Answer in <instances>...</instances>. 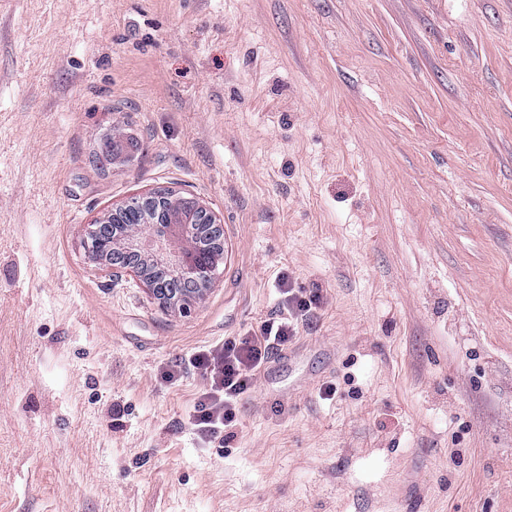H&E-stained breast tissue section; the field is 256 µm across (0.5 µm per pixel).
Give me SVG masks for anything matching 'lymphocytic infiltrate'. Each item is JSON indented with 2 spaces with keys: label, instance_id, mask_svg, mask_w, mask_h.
<instances>
[{
  "label": "lymphocytic infiltrate",
  "instance_id": "lymphocytic-infiltrate-1",
  "mask_svg": "<svg viewBox=\"0 0 512 512\" xmlns=\"http://www.w3.org/2000/svg\"><path fill=\"white\" fill-rule=\"evenodd\" d=\"M284 295L285 316L263 321L257 332L227 339L193 357L192 365L205 382L191 417L201 438L213 441L236 427L238 403L254 389L272 350L295 340L301 322L321 303L320 295L292 288Z\"/></svg>",
  "mask_w": 512,
  "mask_h": 512
}]
</instances>
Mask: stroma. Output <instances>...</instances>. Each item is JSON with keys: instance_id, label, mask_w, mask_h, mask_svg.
Returning a JSON list of instances; mask_svg holds the SVG:
<instances>
[{"instance_id": "1", "label": "stroma", "mask_w": 512, "mask_h": 512, "mask_svg": "<svg viewBox=\"0 0 512 512\" xmlns=\"http://www.w3.org/2000/svg\"><path fill=\"white\" fill-rule=\"evenodd\" d=\"M158 188L224 219L186 314L84 246ZM0 512H512V0H0ZM103 146L105 154L112 164H130L140 151L138 141L127 138L118 130H112V134L104 138ZM286 316L265 320L258 331L224 340L221 347L200 351L191 364L205 381L194 405L192 425L200 437L212 442L237 425V406L254 389L270 353L291 343L299 335L300 322L321 303L320 294H303L281 288Z\"/></svg>"}]
</instances>
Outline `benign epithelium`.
<instances>
[{"label": "benign epithelium", "instance_id": "1", "mask_svg": "<svg viewBox=\"0 0 512 512\" xmlns=\"http://www.w3.org/2000/svg\"><path fill=\"white\" fill-rule=\"evenodd\" d=\"M114 164H130L140 144L118 130L103 142ZM88 250L104 277H135L166 311L183 312L216 283L224 220L203 201L169 189L136 194L89 227Z\"/></svg>", "mask_w": 512, "mask_h": 512}]
</instances>
